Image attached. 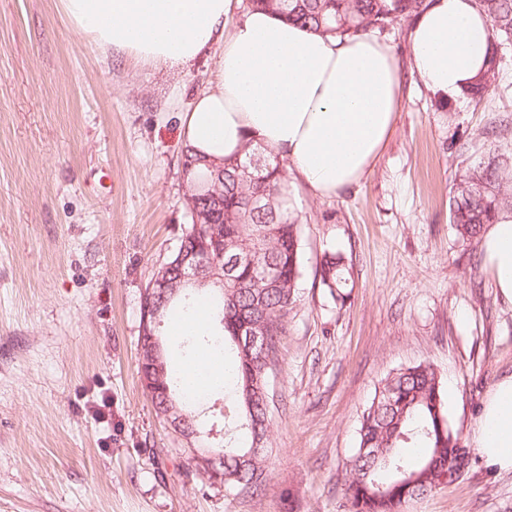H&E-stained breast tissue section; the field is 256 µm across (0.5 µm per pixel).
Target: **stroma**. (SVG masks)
I'll return each instance as SVG.
<instances>
[{
  "label": "stroma",
  "mask_w": 512,
  "mask_h": 512,
  "mask_svg": "<svg viewBox=\"0 0 512 512\" xmlns=\"http://www.w3.org/2000/svg\"><path fill=\"white\" fill-rule=\"evenodd\" d=\"M405 66L373 172L330 199L289 177L303 275L279 361L267 484L196 474L138 373L141 294L188 222L182 117L215 79L155 70L76 37L60 0H0V512H348L359 417L390 371L433 364L467 465L404 512H512V470L474 442L512 375V304L448 200L483 158L512 159V49L483 98L442 99ZM342 253L353 288L316 279ZM351 267L343 254L339 252L326 253L317 269L316 276L319 284L335 300L345 302L350 296Z\"/></svg>",
  "instance_id": "stroma-1"
}]
</instances>
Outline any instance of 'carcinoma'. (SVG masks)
<instances>
[{
    "mask_svg": "<svg viewBox=\"0 0 512 512\" xmlns=\"http://www.w3.org/2000/svg\"><path fill=\"white\" fill-rule=\"evenodd\" d=\"M491 21L490 66L464 89L482 98L499 68L502 52L512 47V0H476ZM429 0H249L247 8L269 11L320 34L355 36L384 33L401 19L417 16ZM182 167L193 168L198 185L195 207L210 213L214 201V164L185 151ZM512 177V166L494 156L461 180L448 202L450 221L458 239L469 244L479 240L483 226L493 222L504 206H512V193L502 187ZM222 207L211 224L188 222L178 244L165 262L170 287L178 289L162 316L177 307L186 309L202 302L223 325V333L208 330L195 335L209 346L226 342L234 346L232 375L224 377V393L234 404L225 405L233 416L241 415V436L224 438L221 481L228 491L254 492L266 484L265 455L250 456L259 443L270 442L268 372L259 357L237 341L243 323H253L267 334L269 351L278 355L289 308L297 300L303 274L299 224L289 202L288 177L279 161L250 149L241 157L224 160L219 179ZM261 202L249 206L250 197ZM208 242L222 252L220 265L250 252L258 266L245 264L224 273V286L213 282L182 286L175 263L182 250ZM316 276L329 295L342 302L350 296V266L343 254L323 256ZM138 373L145 388L158 386L188 414L189 424L201 426L189 408L182 380L166 370L159 379L143 348ZM458 447V435L448 413V400L440 373L430 364H415L389 373L360 416L357 448L347 472L346 498L350 512H402L403 505L446 484L448 470L465 464V457L448 454Z\"/></svg>",
    "mask_w": 512,
    "mask_h": 512,
    "instance_id": "1",
    "label": "carcinoma"
}]
</instances>
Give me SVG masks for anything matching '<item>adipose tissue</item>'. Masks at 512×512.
Listing matches in <instances>:
<instances>
[{
	"mask_svg": "<svg viewBox=\"0 0 512 512\" xmlns=\"http://www.w3.org/2000/svg\"><path fill=\"white\" fill-rule=\"evenodd\" d=\"M75 36L153 69L190 70L206 53L216 80L184 113L189 145L207 158L245 148L289 160L313 195L334 197L373 171L401 108L403 70L393 46L371 34L321 36L254 10L233 28L234 0H61ZM411 69L452 98L484 73L491 26L475 0H431L410 31ZM481 249L503 301L512 304V212L484 228ZM204 395L224 365L204 351L182 368ZM486 462L512 470V375L488 394L475 432Z\"/></svg>",
	"mask_w": 512,
	"mask_h": 512,
	"instance_id": "adipose-tissue-1",
	"label": "adipose tissue"
}]
</instances>
